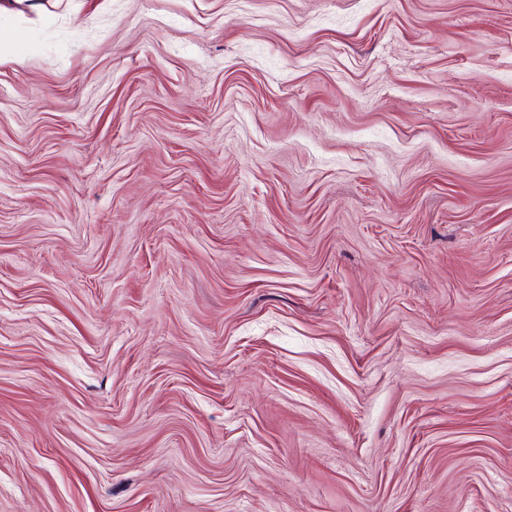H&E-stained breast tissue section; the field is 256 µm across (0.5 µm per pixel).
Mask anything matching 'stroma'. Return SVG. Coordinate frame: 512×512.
I'll return each instance as SVG.
<instances>
[{
	"label": "stroma",
	"mask_w": 512,
	"mask_h": 512,
	"mask_svg": "<svg viewBox=\"0 0 512 512\" xmlns=\"http://www.w3.org/2000/svg\"><path fill=\"white\" fill-rule=\"evenodd\" d=\"M0 512H512V0H16Z\"/></svg>",
	"instance_id": "1"
}]
</instances>
